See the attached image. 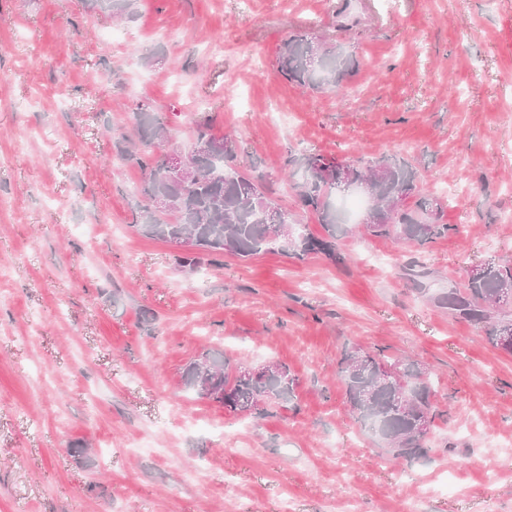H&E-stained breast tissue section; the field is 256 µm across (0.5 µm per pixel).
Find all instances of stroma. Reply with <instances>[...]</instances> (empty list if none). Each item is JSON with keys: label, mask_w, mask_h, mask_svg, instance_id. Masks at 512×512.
<instances>
[{"label": "stroma", "mask_w": 512, "mask_h": 512, "mask_svg": "<svg viewBox=\"0 0 512 512\" xmlns=\"http://www.w3.org/2000/svg\"><path fill=\"white\" fill-rule=\"evenodd\" d=\"M0 0V512H512V353L439 296L512 259V0ZM336 44L344 95L277 71ZM150 102L166 145L209 117L297 220L291 158L395 156L449 233L400 245L352 224L322 253L203 256L133 225L145 175L119 152ZM217 350L285 365L295 397L242 415L186 390ZM409 359L437 416L397 460L357 422L344 352ZM462 495L438 492L444 478Z\"/></svg>", "instance_id": "stroma-1"}]
</instances>
